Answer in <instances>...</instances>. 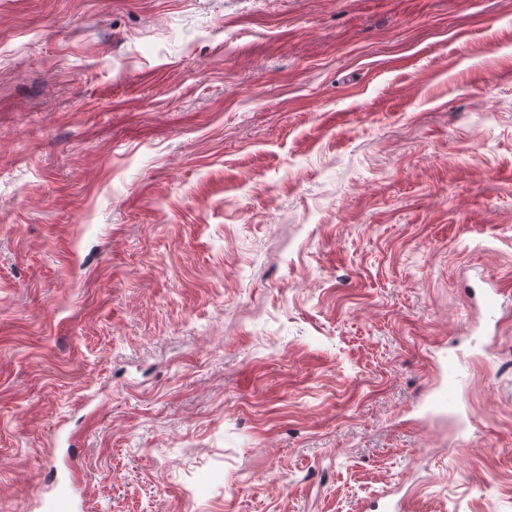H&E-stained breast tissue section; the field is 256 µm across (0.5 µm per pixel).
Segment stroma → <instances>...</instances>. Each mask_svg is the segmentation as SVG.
Here are the masks:
<instances>
[{"instance_id":"1","label":"stroma","mask_w":512,"mask_h":512,"mask_svg":"<svg viewBox=\"0 0 512 512\" xmlns=\"http://www.w3.org/2000/svg\"><path fill=\"white\" fill-rule=\"evenodd\" d=\"M71 476L512 512V0H0V512ZM443 371L445 381L441 383L438 390L431 397L430 404L442 411H454L460 406L458 387L463 379L462 368L456 360L448 359Z\"/></svg>"}]
</instances>
